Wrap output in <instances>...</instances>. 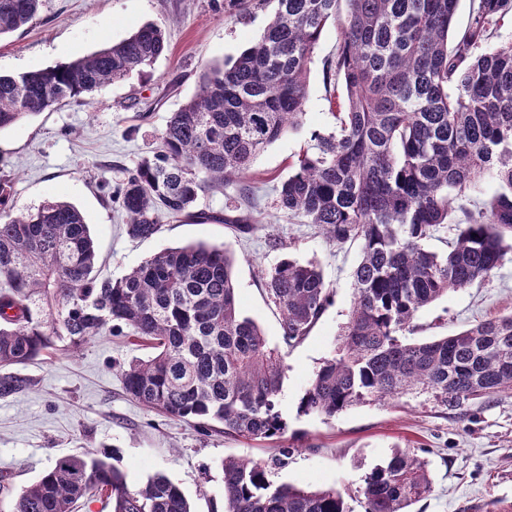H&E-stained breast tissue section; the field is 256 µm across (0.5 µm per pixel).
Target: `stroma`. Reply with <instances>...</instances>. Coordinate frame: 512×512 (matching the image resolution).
I'll return each mask as SVG.
<instances>
[{
	"label": "stroma",
	"instance_id": "35a3bbf8",
	"mask_svg": "<svg viewBox=\"0 0 512 512\" xmlns=\"http://www.w3.org/2000/svg\"><path fill=\"white\" fill-rule=\"evenodd\" d=\"M273 12L265 5L241 14L226 0H44L31 28L0 38V73L17 74L70 62L155 22L168 49L144 72L132 74L81 102L62 104L0 131V176L11 181L9 206L21 213L55 197L76 205L90 226L101 275L116 278L168 247L204 242L233 254L240 310L278 349L285 373L278 409L288 424L283 440L252 441L204 435L149 410L126 394L121 371L151 350L130 336L103 330L72 352L57 347L15 366L21 391L0 398V512H11L17 491L34 483L64 455L116 449L130 487L155 475L178 485L193 512L224 504V458L268 460L292 446L274 482L303 489L355 490L361 477L395 449L415 450L429 463L432 491L412 512H501L512 501V394L450 409L420 392L395 405L360 403L336 417L303 415L299 402L321 363L340 342L354 301L353 270L360 245L328 241L301 217L277 207V190L290 163L311 147V134L332 126L334 84L324 61L335 54L338 32L327 25L315 49L301 126L252 163L245 182L225 184L204 205L229 210L249 186L263 222L248 235L224 224L162 219L160 232L140 240L109 194L126 170L158 144L166 121L196 92L206 65L236 58L261 34ZM314 262L333 301L300 342L283 340L281 314L263 274L284 258ZM512 314V252L485 282L454 289L421 309L414 337L449 336L479 321Z\"/></svg>",
	"mask_w": 512,
	"mask_h": 512
}]
</instances>
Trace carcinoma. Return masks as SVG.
Instances as JSON below:
<instances>
[{"label": "carcinoma", "mask_w": 512, "mask_h": 512, "mask_svg": "<svg viewBox=\"0 0 512 512\" xmlns=\"http://www.w3.org/2000/svg\"><path fill=\"white\" fill-rule=\"evenodd\" d=\"M42 2L0 0V38L33 24ZM273 2L259 39L203 71L195 96L167 120L159 150L119 184L114 199L127 235L153 237L162 215L244 234L261 223L248 193L233 214L197 205L244 178L265 148L301 124L309 64L334 23L336 56L324 68L343 87L337 125L312 134L311 150L280 185L279 206L329 241L359 240L362 249L341 343L315 372L299 412L332 418L413 391L448 408L512 394V314L437 340H408L420 309L487 280L512 250V42L486 47L494 27L512 16V0H471L461 31L454 27L459 0ZM165 51V29L148 22L69 63L0 74V131L123 81ZM487 172L499 190L470 209L467 192ZM9 195L10 180L1 178V397L23 384L5 369L59 342L76 351L108 326L155 349L122 370L126 393L145 407L201 433L285 435L277 410L283 357L240 311L226 249L166 248L104 278L79 208L50 197L15 214ZM442 224L454 225L456 237L439 256L424 242ZM264 283L287 345L308 335L333 297L312 262L285 258ZM290 453L286 446L269 461H224V512H353L344 490L274 484L271 470ZM117 462V451L105 448L60 457L18 490L12 512H74L79 500L99 495L111 512H192L166 477L132 489ZM431 490L428 462L405 449L366 473L357 493L364 512H411Z\"/></svg>", "instance_id": "obj_1"}]
</instances>
